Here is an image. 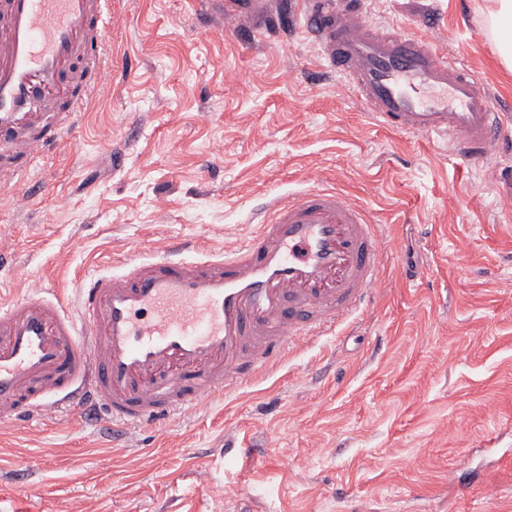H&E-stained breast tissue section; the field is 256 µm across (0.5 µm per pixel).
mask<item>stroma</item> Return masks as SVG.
<instances>
[{"label": "stroma", "mask_w": 512, "mask_h": 512, "mask_svg": "<svg viewBox=\"0 0 512 512\" xmlns=\"http://www.w3.org/2000/svg\"><path fill=\"white\" fill-rule=\"evenodd\" d=\"M368 2L512 110L482 0ZM240 27L202 0H112L111 66L0 202V297L174 238L237 246L316 172L383 227L373 307L192 416L0 425V512H512V134L465 162L378 127L342 78L312 80L301 28ZM241 438L245 460L224 448Z\"/></svg>", "instance_id": "stroma-1"}]
</instances>
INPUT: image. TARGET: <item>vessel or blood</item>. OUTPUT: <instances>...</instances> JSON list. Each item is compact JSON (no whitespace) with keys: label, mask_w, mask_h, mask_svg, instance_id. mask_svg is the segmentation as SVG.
Wrapping results in <instances>:
<instances>
[{"label":"vessel or blood","mask_w":512,"mask_h":512,"mask_svg":"<svg viewBox=\"0 0 512 512\" xmlns=\"http://www.w3.org/2000/svg\"><path fill=\"white\" fill-rule=\"evenodd\" d=\"M228 15L281 26L283 0H220ZM303 30L381 128L452 142L464 160L498 145L506 113L431 38L369 17L367 0H300ZM112 0H0V196L72 131L75 97L56 122L28 111L35 88L80 83V61L108 64ZM185 241L120 271L84 273L75 295L32 284L0 302V423L49 413L82 418L94 402L116 427L191 412L279 365L314 336L369 307L383 238L365 209L311 185L272 199L243 244L188 256Z\"/></svg>","instance_id":"vessel-or-blood-1"}]
</instances>
